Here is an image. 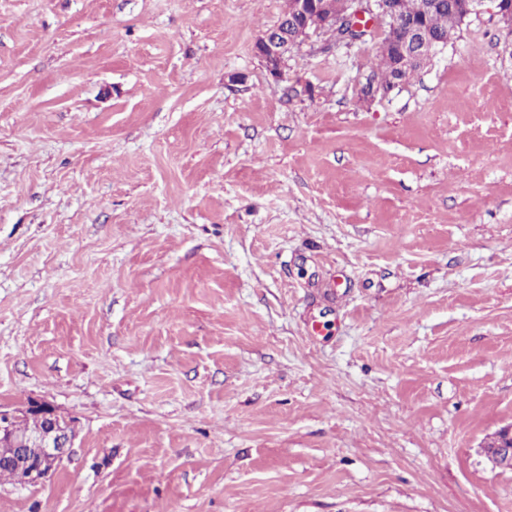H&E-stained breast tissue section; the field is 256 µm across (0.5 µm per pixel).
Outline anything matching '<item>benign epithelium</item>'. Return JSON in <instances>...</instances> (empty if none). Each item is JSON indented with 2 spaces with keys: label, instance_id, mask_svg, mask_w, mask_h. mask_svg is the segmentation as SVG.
<instances>
[{
  "label": "benign epithelium",
  "instance_id": "benign-epithelium-1",
  "mask_svg": "<svg viewBox=\"0 0 512 512\" xmlns=\"http://www.w3.org/2000/svg\"><path fill=\"white\" fill-rule=\"evenodd\" d=\"M487 1L494 3L495 14L500 17L506 30L512 29V0H467L474 12ZM288 9L316 34L327 26L336 28V42L346 43L355 38L363 39L365 27L355 19L369 16L380 25V45H385L395 32L402 33L399 53L400 68L422 64L437 54L434 40L418 22L407 23L396 13L378 7V0H351L349 8L336 16L334 0H288ZM255 54L276 78L284 75L288 51V17L281 18L273 28L267 30L254 44ZM36 414L44 420V427L23 437L16 436L13 423L25 416ZM74 421L60 413L46 401L30 400L18 408L0 405V447L24 448L34 446L41 449L39 459L26 466L19 476V485H37L55 474L72 447ZM496 454L492 458L495 466L512 469V425L500 429L494 438Z\"/></svg>",
  "mask_w": 512,
  "mask_h": 512
}]
</instances>
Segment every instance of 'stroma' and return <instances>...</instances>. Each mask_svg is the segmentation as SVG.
I'll return each instance as SVG.
<instances>
[{
  "label": "stroma",
  "mask_w": 512,
  "mask_h": 512,
  "mask_svg": "<svg viewBox=\"0 0 512 512\" xmlns=\"http://www.w3.org/2000/svg\"><path fill=\"white\" fill-rule=\"evenodd\" d=\"M287 0H0V403L77 434L0 512H512V53L273 78ZM288 14L273 28L267 30L254 44L255 54L275 78L284 75L288 41L301 44L305 33L296 21H288ZM397 59L391 51H379V63L377 64L378 70H371L367 75L366 83L363 85L361 92L367 94L371 88V81H375L385 85H392L397 79L407 81L420 66H415L411 69L400 73L396 68ZM495 448H487L488 453L495 454L492 462L496 467L512 469V425L500 429L494 438Z\"/></svg>",
  "instance_id": "35a3bbf8"
}]
</instances>
